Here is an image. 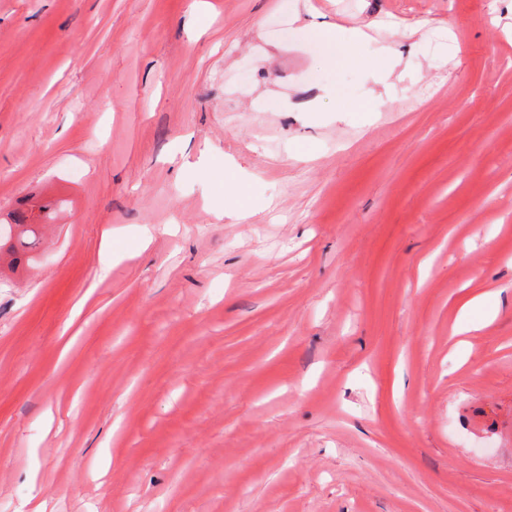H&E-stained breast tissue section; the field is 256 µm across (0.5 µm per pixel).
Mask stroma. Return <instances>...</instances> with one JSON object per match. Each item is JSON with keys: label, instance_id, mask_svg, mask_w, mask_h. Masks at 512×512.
Returning <instances> with one entry per match:
<instances>
[{"label": "stroma", "instance_id": "obj_1", "mask_svg": "<svg viewBox=\"0 0 512 512\" xmlns=\"http://www.w3.org/2000/svg\"><path fill=\"white\" fill-rule=\"evenodd\" d=\"M37 202L0 512H512V0H0V224ZM359 30H351L340 38L335 31L324 27H299L288 30L286 42L302 43L310 52L326 59L331 64H347L351 60L352 48L364 38Z\"/></svg>", "mask_w": 512, "mask_h": 512}]
</instances>
